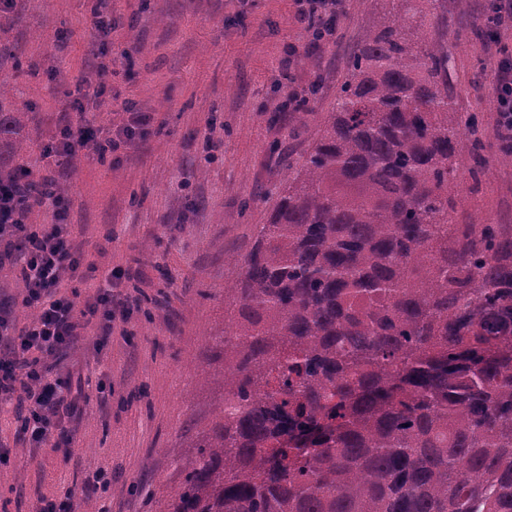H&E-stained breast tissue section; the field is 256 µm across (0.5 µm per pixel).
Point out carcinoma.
Masks as SVG:
<instances>
[{
    "label": "carcinoma",
    "mask_w": 512,
    "mask_h": 512,
    "mask_svg": "<svg viewBox=\"0 0 512 512\" xmlns=\"http://www.w3.org/2000/svg\"><path fill=\"white\" fill-rule=\"evenodd\" d=\"M437 15L401 0L224 285V403L153 512H512V224H459ZM0 93V180L27 114ZM484 143L470 152L480 181Z\"/></svg>",
    "instance_id": "obj_1"
}]
</instances>
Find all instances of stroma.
Wrapping results in <instances>:
<instances>
[{"label": "stroma", "instance_id": "35a3bbf8", "mask_svg": "<svg viewBox=\"0 0 512 512\" xmlns=\"http://www.w3.org/2000/svg\"><path fill=\"white\" fill-rule=\"evenodd\" d=\"M297 0H11L0 8V84L28 115L17 161L34 174L56 171L43 146L87 86H103L88 119L112 133L129 109L149 113L131 147L78 153L65 168L68 221L86 262L122 271L115 293L130 315L114 320L103 347L98 326L66 352L83 413L59 446L20 440L12 405L0 407V512H33L40 498L71 495L78 506L152 512L177 493L176 461L222 404L224 361L210 336L224 330V283L275 207L274 188L297 166L336 106L345 59L372 20L396 0H343L331 42L305 50ZM485 0H443L450 33L448 92L457 113L482 115L490 148L480 184L467 174L470 138L461 135L454 191L463 224H512V154L495 135L497 63L512 56V28L479 35ZM110 24L93 29V12ZM470 30L460 41L458 30ZM298 54L289 70V45ZM35 64L36 74L12 69ZM314 107L304 124L285 109L293 90ZM111 484L93 486L97 470Z\"/></svg>", "mask_w": 512, "mask_h": 512}]
</instances>
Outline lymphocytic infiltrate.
<instances>
[{
  "label": "lymphocytic infiltrate",
  "instance_id": "1",
  "mask_svg": "<svg viewBox=\"0 0 512 512\" xmlns=\"http://www.w3.org/2000/svg\"><path fill=\"white\" fill-rule=\"evenodd\" d=\"M72 108L82 113L80 124L61 128L45 144V157L62 162L84 150L100 155L129 146L137 126L147 119L146 113H130L126 123L105 138L85 120L84 101H75ZM61 201L43 180H30L20 195L0 185V260L8 259L16 267L24 288L21 304L32 314L15 331L9 310L0 305V403L11 402L24 411L20 437L35 444L61 435L78 407L69 380L48 377L43 355L70 349L81 329L94 322L104 334H111L115 313L124 307L108 275L92 293L60 292L64 280L82 278L83 247L71 225L35 226L26 223L24 215L33 205L56 207Z\"/></svg>",
  "mask_w": 512,
  "mask_h": 512
}]
</instances>
